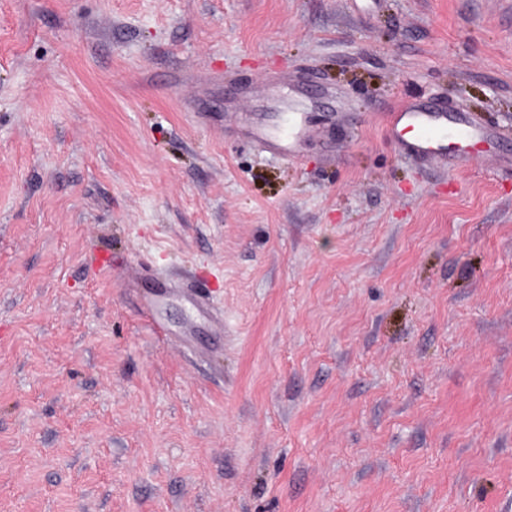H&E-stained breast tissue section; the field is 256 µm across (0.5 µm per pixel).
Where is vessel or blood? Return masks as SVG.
Wrapping results in <instances>:
<instances>
[{"label": "vessel or blood", "mask_w": 512, "mask_h": 512, "mask_svg": "<svg viewBox=\"0 0 512 512\" xmlns=\"http://www.w3.org/2000/svg\"><path fill=\"white\" fill-rule=\"evenodd\" d=\"M244 133L264 152L294 159L312 130L304 113L288 106L280 123L271 126L262 121L255 122L245 127ZM387 133L400 142L407 155L420 159L434 157L443 163L448 160L446 146L449 140L476 144L488 135L484 126L472 117L461 114L451 120L444 113L416 106L394 113Z\"/></svg>", "instance_id": "obj_1"}]
</instances>
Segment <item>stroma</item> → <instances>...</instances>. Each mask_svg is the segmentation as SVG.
Returning <instances> with one entry per match:
<instances>
[{
    "instance_id": "1",
    "label": "stroma",
    "mask_w": 512,
    "mask_h": 512,
    "mask_svg": "<svg viewBox=\"0 0 512 512\" xmlns=\"http://www.w3.org/2000/svg\"><path fill=\"white\" fill-rule=\"evenodd\" d=\"M0 512H512V0H0ZM281 122L270 126L256 121L244 127V133L252 138L264 152L284 158H298L302 143L311 135L304 112L292 106L284 107ZM388 136L400 142L404 152L415 158H437L448 165V154L444 148L448 138L457 143L477 144L488 135L484 126L473 117L461 114L448 126V116L427 108L409 106L394 112ZM409 134V135H408Z\"/></svg>"
}]
</instances>
